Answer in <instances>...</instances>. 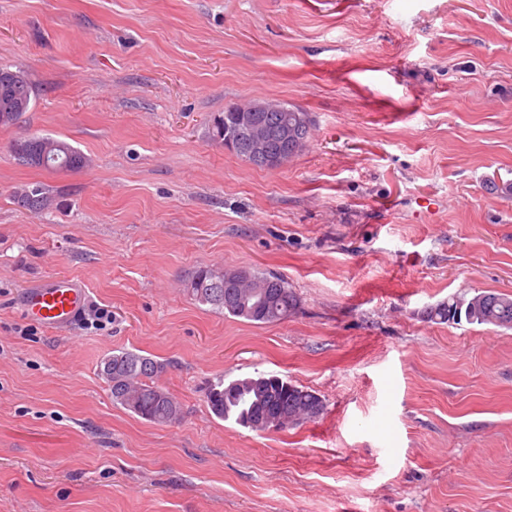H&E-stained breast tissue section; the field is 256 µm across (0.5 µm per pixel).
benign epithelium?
I'll list each match as a JSON object with an SVG mask.
<instances>
[{
  "label": "benign epithelium",
  "instance_id": "7a95c632",
  "mask_svg": "<svg viewBox=\"0 0 512 512\" xmlns=\"http://www.w3.org/2000/svg\"><path fill=\"white\" fill-rule=\"evenodd\" d=\"M284 103L276 100L255 102L251 105H230L224 114L218 116L217 121L224 125V148L235 151L241 144V134L247 130L252 136L249 156L251 161L262 165L266 169H276L288 161V127L276 129L279 149H268V125L264 120L266 112H285Z\"/></svg>",
  "mask_w": 512,
  "mask_h": 512
}]
</instances>
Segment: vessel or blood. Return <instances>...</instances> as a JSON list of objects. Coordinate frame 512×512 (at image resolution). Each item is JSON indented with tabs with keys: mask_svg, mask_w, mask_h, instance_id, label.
<instances>
[{
	"mask_svg": "<svg viewBox=\"0 0 512 512\" xmlns=\"http://www.w3.org/2000/svg\"><path fill=\"white\" fill-rule=\"evenodd\" d=\"M87 291L74 278L61 276L46 288L29 290L22 301L26 318L55 330L68 328L83 310Z\"/></svg>",
	"mask_w": 512,
	"mask_h": 512,
	"instance_id": "vessel-or-blood-1",
	"label": "vessel or blood"
}]
</instances>
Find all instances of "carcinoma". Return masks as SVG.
<instances>
[{"instance_id": "carcinoma-1", "label": "carcinoma", "mask_w": 512, "mask_h": 512, "mask_svg": "<svg viewBox=\"0 0 512 512\" xmlns=\"http://www.w3.org/2000/svg\"><path fill=\"white\" fill-rule=\"evenodd\" d=\"M10 74V83L0 82V126L15 124L12 113L29 111L34 99V87L29 75L20 69L0 66V73ZM276 125L295 127L294 139L288 151L296 155L308 145L311 122L297 123V118H309L306 112H272ZM13 154L23 165L62 171H77L87 167V157L69 143L48 136L30 135L16 141ZM17 203L29 209L45 211L53 208L55 197L42 184L27 185L14 192ZM189 290L202 305L255 324H272L294 314L299 299L288 281L274 275L260 274L243 268L215 270L202 267L194 272ZM264 301L261 309L253 304ZM428 317L442 323L492 325L512 329V295L477 292L466 297H454L429 308ZM164 364L132 351H118L103 362L101 375L106 380L112 401L138 417L156 424L171 425L183 417V407L166 388L155 382L163 373ZM226 390L223 383L210 386L207 402L218 418L255 431L282 429L323 413L324 404L314 392L277 375L245 377L233 382Z\"/></svg>"}]
</instances>
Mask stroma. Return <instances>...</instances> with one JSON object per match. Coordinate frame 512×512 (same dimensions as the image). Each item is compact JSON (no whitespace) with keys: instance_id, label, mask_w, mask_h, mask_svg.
Wrapping results in <instances>:
<instances>
[{"instance_id":"1","label":"stroma","mask_w":512,"mask_h":512,"mask_svg":"<svg viewBox=\"0 0 512 512\" xmlns=\"http://www.w3.org/2000/svg\"><path fill=\"white\" fill-rule=\"evenodd\" d=\"M35 86L0 127V512H512V330L427 309L512 295V0H0V65ZM308 112L260 169L212 135L235 102ZM31 134L89 166L19 164ZM41 183L60 206H19ZM202 266L284 277L254 324L195 302ZM68 275L101 331L25 318ZM182 403H113L112 352ZM315 392L317 419H218L217 379ZM392 397H385L387 380ZM100 371L112 401L138 417L156 425H171L182 419L181 403L155 382L164 371L163 363L136 352L118 351L103 362Z\"/></svg>"}]
</instances>
